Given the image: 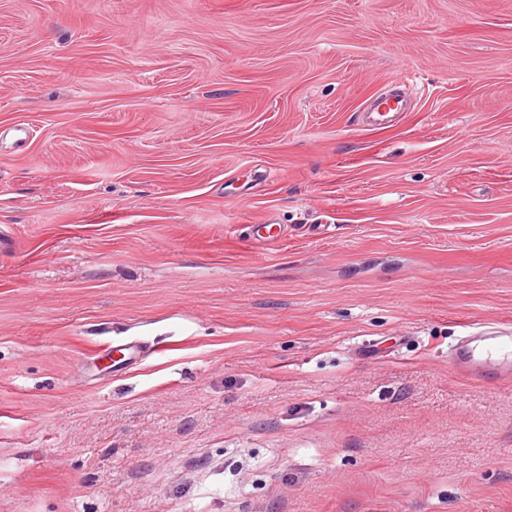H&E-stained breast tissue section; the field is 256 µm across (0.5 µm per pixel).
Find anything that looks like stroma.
<instances>
[{"instance_id":"1","label":"stroma","mask_w":512,"mask_h":512,"mask_svg":"<svg viewBox=\"0 0 512 512\" xmlns=\"http://www.w3.org/2000/svg\"><path fill=\"white\" fill-rule=\"evenodd\" d=\"M0 234V512H512V0H0Z\"/></svg>"}]
</instances>
